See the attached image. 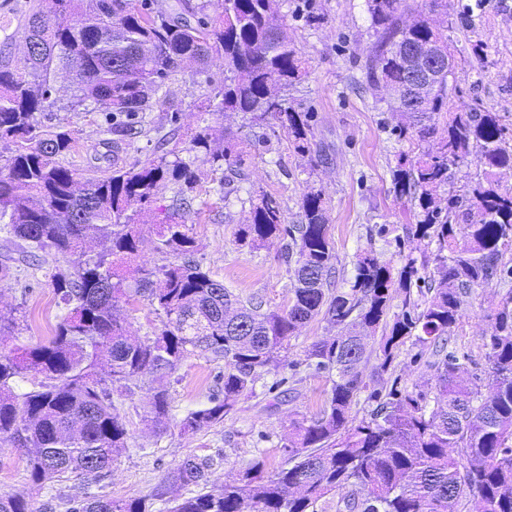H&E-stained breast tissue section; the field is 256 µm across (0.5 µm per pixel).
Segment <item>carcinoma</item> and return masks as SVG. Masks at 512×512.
Returning <instances> with one entry per match:
<instances>
[{
	"mask_svg": "<svg viewBox=\"0 0 512 512\" xmlns=\"http://www.w3.org/2000/svg\"><path fill=\"white\" fill-rule=\"evenodd\" d=\"M278 2L224 0V10L212 19L204 15V3L185 2L183 12L172 16L131 0H41L24 28V38L35 39L31 54L13 66L9 50H0V143L14 146L7 174L0 173L6 259L18 252L28 264L35 259L28 249L36 248L73 263V271L53 275L54 293L68 308L55 335L45 344L0 352V439L23 451L38 489L67 474L97 478L126 444L112 388L130 392L143 374L170 372L189 354L209 352L225 361L222 395L189 412L182 427L196 432L216 425L240 396L255 394L269 367L278 366L281 352L288 351L290 337L322 313L337 332L312 345L307 367L336 379L317 417L289 422L287 461L268 475L264 463L254 462L216 485L210 480L214 457L188 456L167 481L199 491L174 502L170 512H458L468 494L476 497L474 512H512V291L482 336L485 376L469 374L450 347L462 299L494 280L512 279V257L505 258L512 250V193L499 185L500 175L512 171V138L505 137L497 113H455L432 147L394 173L399 194L420 208L418 224L404 233L427 238L438 252L449 249L452 255L435 267L431 281L437 288L427 306L415 314L402 311L380 337L376 369L388 371L413 336L434 358L436 381L427 392L394 384L385 393L366 382L361 365L367 341L390 309L393 280L389 268L367 254L349 290L330 293L336 255L321 192L304 195L296 224L283 225L278 207L265 200L240 230L241 238L254 242L283 234L289 238L287 255H297L291 303L283 311L265 310L255 297L242 304L201 269L195 240L177 211L159 223L156 250L180 262L159 270L129 266L157 183L193 188L196 175L186 163L162 157L89 179L59 162L72 148L71 137L39 127L36 114L56 106L52 86L60 71L76 88L75 108L91 101L128 117L158 108L175 123L173 101H153L147 90L183 63L205 64L218 56L224 59V110L249 113L258 123L272 121L305 148L308 113L276 103L305 74L293 41L276 23ZM400 4L366 0L371 22L380 29L367 79L400 94L403 103L417 94L414 72L435 88L418 112L394 108L405 120L400 134L414 128L424 141L435 127L422 119L448 102L453 69L437 58L448 50V38L423 14L404 20ZM110 133V147L117 149L138 131L124 124ZM210 138L206 128L196 133L192 149L218 168L241 164L238 143L213 152ZM473 148L480 151L483 174L441 206L437 190L448 183L450 166ZM134 202L141 211L130 214ZM95 239L108 248L91 256L85 246ZM125 265L132 292L165 317L152 338L132 334L115 315L119 301L132 293L117 276ZM28 374L31 388L16 392V378ZM363 392L375 407L356 423L351 409ZM0 512L34 510L23 496L0 495ZM66 512L148 510L142 498L90 496L69 502Z\"/></svg>",
	"mask_w": 512,
	"mask_h": 512,
	"instance_id": "1",
	"label": "carcinoma"
}]
</instances>
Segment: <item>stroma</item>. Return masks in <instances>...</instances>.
<instances>
[{"mask_svg":"<svg viewBox=\"0 0 512 512\" xmlns=\"http://www.w3.org/2000/svg\"><path fill=\"white\" fill-rule=\"evenodd\" d=\"M38 0H0V43L10 42L13 59H20L26 16ZM279 21L305 62L306 74L288 90V103L309 113L312 138L301 151L287 133L272 123L252 122L248 114L221 107L224 61L183 65L172 80L156 89V96L172 94L180 109L178 123L165 112L145 113L142 131L119 152H109L112 120L93 102L79 108L70 103L75 87L57 74L53 112L38 115L45 129L69 133L72 149L61 163L78 173L103 177L113 168L141 167L167 157L187 163L197 175L193 207L185 213L189 234L196 242V258L203 271L222 281L239 300L262 298L269 310L286 309L292 296L294 267L288 264L286 241L276 236L250 244L239 231L251 222V212L262 199L273 200L282 221L299 220L302 198L310 190L323 194L327 233L336 255L335 288L349 287L359 255L372 253L392 271L408 259L421 264L419 274L429 277L436 267L435 248L417 237L395 238L390 229L417 224L416 202L399 196L393 173L402 159L416 158L417 137L400 136L399 118L390 108L392 94L373 90L365 64L373 56L378 34L366 12L365 0H279ZM455 59L448 106L439 114L446 122L453 113L478 108L498 113L512 136V0H448V12L437 15ZM210 129L213 149L223 150L226 135L241 141L244 153L240 174L205 163L191 148L192 136ZM178 184L164 181L155 189L150 209L153 220L141 225L137 264L159 268L174 263L170 254L157 251V222L178 207ZM69 265L54 256H42L37 268L19 267L14 279L0 284V315L17 318L11 336L0 338V351L46 342L54 333L66 306L52 288L55 273ZM508 288L499 283L476 289L465 297L462 317L451 336L458 354L487 370L482 334ZM129 331L145 337L162 327V318L144 298L131 297L117 306ZM324 316H317L291 337L288 364L265 374L255 395L240 397L224 421L194 433L184 432L181 421L206 404L217 391L216 375L225 367L207 352L188 355L169 373L143 375L133 393L113 394L112 403L128 432L110 472L96 482L70 478L31 494L27 459L9 440H0V494L32 495L35 512H66L68 499L104 495L113 499L148 498L151 512H168L174 499L195 495V486L166 485L168 473L190 455H221L211 475L215 482L236 474L255 460L278 467L287 457L285 429L293 418H312L330 389L328 378L304 366L315 342L335 335ZM419 350L405 342L392 368L377 374L372 364L362 370L372 386L392 383L410 391L429 388L435 371L414 361ZM287 378L289 389L280 396L267 388ZM160 389L170 395L169 413L154 424L151 398Z\"/></svg>","mask_w":512,"mask_h":512,"instance_id":"obj_1","label":"stroma"}]
</instances>
